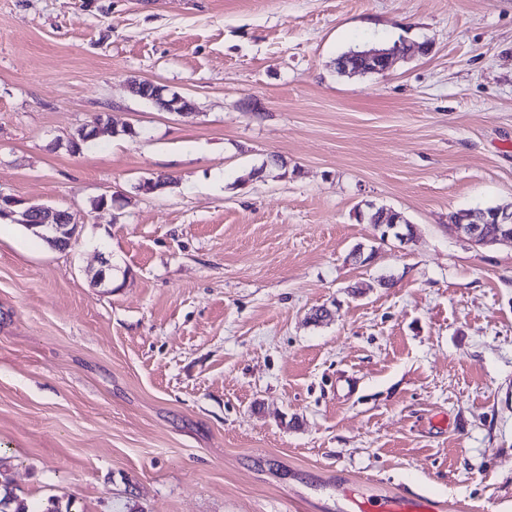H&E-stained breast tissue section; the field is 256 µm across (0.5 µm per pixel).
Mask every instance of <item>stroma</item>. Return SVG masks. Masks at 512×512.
Segmentation results:
<instances>
[{"instance_id":"stroma-1","label":"stroma","mask_w":512,"mask_h":512,"mask_svg":"<svg viewBox=\"0 0 512 512\" xmlns=\"http://www.w3.org/2000/svg\"><path fill=\"white\" fill-rule=\"evenodd\" d=\"M0 193L78 223L61 250L0 226V484L28 504L512 512V246L448 229L512 206V0H0ZM369 223L373 224L374 228L379 225H384L385 227H389L391 225L396 224L397 228L404 227L405 231H407V235L411 232V225L408 220L404 217V215L392 209H387L384 207L377 208L374 212H371L368 216ZM346 493L353 505L352 512H428L437 510L436 506L431 504L427 498L410 503H400L392 499L371 503L360 500L352 491H347Z\"/></svg>"}]
</instances>
